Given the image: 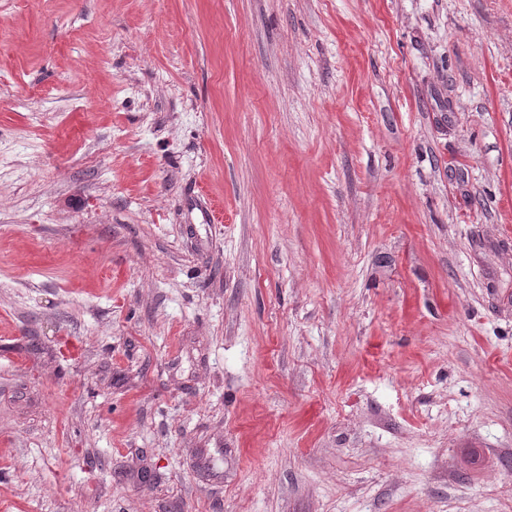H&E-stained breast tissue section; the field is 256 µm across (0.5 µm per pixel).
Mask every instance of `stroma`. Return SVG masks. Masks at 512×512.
<instances>
[{
	"instance_id": "obj_1",
	"label": "stroma",
	"mask_w": 512,
	"mask_h": 512,
	"mask_svg": "<svg viewBox=\"0 0 512 512\" xmlns=\"http://www.w3.org/2000/svg\"><path fill=\"white\" fill-rule=\"evenodd\" d=\"M0 512H512V0H0Z\"/></svg>"
}]
</instances>
